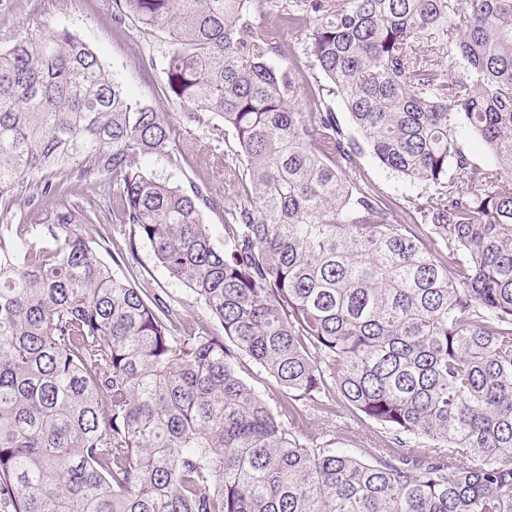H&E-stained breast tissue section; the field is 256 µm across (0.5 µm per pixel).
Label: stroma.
I'll return each mask as SVG.
<instances>
[{"label": "stroma", "instance_id": "1", "mask_svg": "<svg viewBox=\"0 0 512 512\" xmlns=\"http://www.w3.org/2000/svg\"><path fill=\"white\" fill-rule=\"evenodd\" d=\"M296 2L253 0L250 18L256 27L278 28L286 55L275 59L274 64L283 69L294 68L299 86L296 105L302 108L321 76L307 59L308 19L301 16L290 25L282 21ZM62 27L78 32L135 100L173 115V139L167 152L142 158L140 164L181 187L198 184L208 188L217 207L205 211L204 221L215 247L223 248L224 208L235 200V189L228 174L236 163L234 135L217 117L203 124L183 121L182 107L166 97L164 59L169 51L166 35L161 32L144 34L133 20L120 17L114 0H0L2 50L9 48L18 37H37L46 30ZM358 164L364 179L393 207L397 220L406 221L416 187L384 170L370 154H362ZM41 182V176H34L24 191L23 200L8 209L0 206V225H27V242L39 247L47 243L41 217L51 207L50 201L40 196ZM29 196L35 197V205L26 204ZM69 199L74 205L96 211L98 221L88 227V241L94 248L108 245L113 254L119 255L120 260L113 267L117 276L135 283L147 293L169 295L179 308L186 310L191 325L220 332L218 322L195 303L183 285L170 280L157 265L149 245L138 243L135 257H127L130 227L121 220V195L116 186L109 182L89 186L75 180L71 183ZM237 369L264 397L278 420L306 447L344 448L368 461L384 448L395 449L399 456L409 460L417 454L415 447L397 445L388 431L350 411L335 384H327L318 400L295 402L251 359L241 358Z\"/></svg>", "mask_w": 512, "mask_h": 512}]
</instances>
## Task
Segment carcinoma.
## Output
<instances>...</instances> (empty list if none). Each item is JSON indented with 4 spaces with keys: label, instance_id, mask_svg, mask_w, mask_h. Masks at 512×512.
<instances>
[{
    "label": "carcinoma",
    "instance_id": "obj_1",
    "mask_svg": "<svg viewBox=\"0 0 512 512\" xmlns=\"http://www.w3.org/2000/svg\"><path fill=\"white\" fill-rule=\"evenodd\" d=\"M252 2L114 0L168 34L183 117L234 133L222 250L207 189L137 165L167 151L170 113L67 28L0 50V203L44 171L112 181L133 237L224 331L182 335L181 310L115 275L88 209L47 213L50 248L0 229V512H512V0H302L356 137L323 96L296 107ZM429 40L441 60L420 65ZM366 150L420 188L409 222L359 174ZM241 355L295 401L329 370L353 409L432 448H307Z\"/></svg>",
    "mask_w": 512,
    "mask_h": 512
}]
</instances>
